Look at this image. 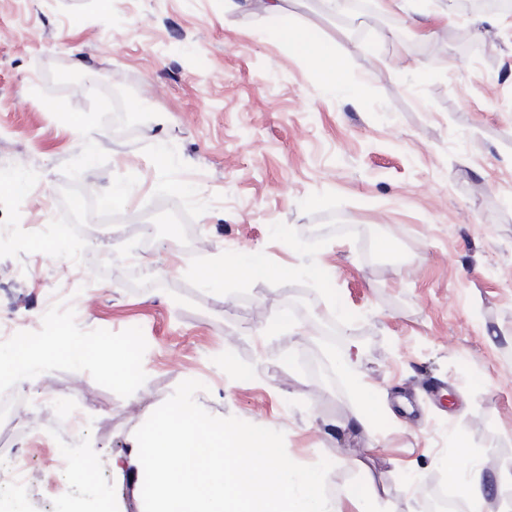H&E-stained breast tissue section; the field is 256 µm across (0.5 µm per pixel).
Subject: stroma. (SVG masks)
Here are the masks:
<instances>
[{"mask_svg": "<svg viewBox=\"0 0 512 512\" xmlns=\"http://www.w3.org/2000/svg\"><path fill=\"white\" fill-rule=\"evenodd\" d=\"M413 5L431 39L378 6L345 24L337 0H293L296 28L349 56L331 90L256 5L0 0V167L39 175L22 228L61 215V167L83 146L33 89L85 111L91 89L124 86L158 113L92 133L108 160L80 176L84 193L138 182L111 235L86 236L81 263L0 258L29 271L0 280V321L138 355L123 386L102 362L42 364L10 460L49 481L5 506L102 499L144 512L142 469L113 470L112 458L135 456L136 430L186 379L204 383L196 400L210 414L282 431L296 463L333 461L328 490L363 479L391 512L458 496L448 457L491 476L512 468V11ZM254 254L267 275L217 289L196 276ZM51 291L78 323L47 310ZM276 312L290 327L267 332ZM363 383L372 419L356 428ZM74 414L76 435L62 424ZM31 415L45 417L41 434Z\"/></svg>", "mask_w": 512, "mask_h": 512, "instance_id": "35a3bbf8", "label": "stroma"}]
</instances>
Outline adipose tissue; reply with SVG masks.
<instances>
[{"instance_id":"ef3b65f1","label":"adipose tissue","mask_w":512,"mask_h":512,"mask_svg":"<svg viewBox=\"0 0 512 512\" xmlns=\"http://www.w3.org/2000/svg\"><path fill=\"white\" fill-rule=\"evenodd\" d=\"M262 10L270 21L278 24L286 44L297 51L315 69L329 86H336L346 65V54L338 45L312 39L305 31L289 27V13L286 0H259ZM64 357L80 360L106 359L114 381H129L136 370L137 356L130 345L112 347L109 353L97 348L76 350L64 339L44 341L32 345L24 341L7 352H0V372L9 374L18 384H25L32 377L43 357ZM448 475L461 489L466 512H485L487 498L494 485H512V471L504 470L496 478H489L479 463H472L466 470H459L456 464H449Z\"/></svg>"}]
</instances>
